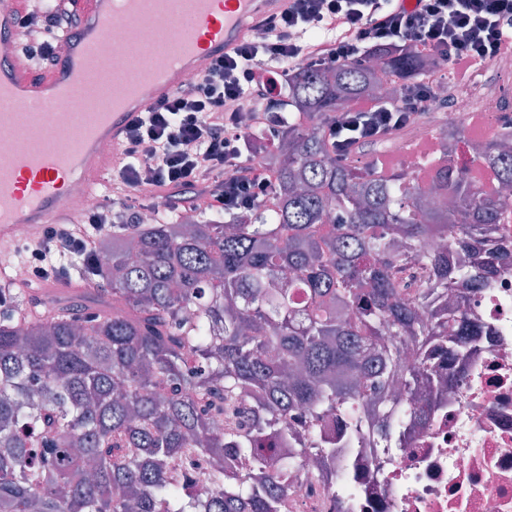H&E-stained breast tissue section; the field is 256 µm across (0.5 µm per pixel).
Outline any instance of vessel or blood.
Listing matches in <instances>:
<instances>
[{"instance_id": "vessel-or-blood-1", "label": "vessel or blood", "mask_w": 512, "mask_h": 512, "mask_svg": "<svg viewBox=\"0 0 512 512\" xmlns=\"http://www.w3.org/2000/svg\"><path fill=\"white\" fill-rule=\"evenodd\" d=\"M85 26L59 36L58 63L36 73L20 58L19 17L25 0H0V96L16 111L0 112V252L73 218L69 200L94 195L116 165L128 125L148 106L183 88L255 32L261 17L287 0H76ZM177 40V60L156 76L123 42ZM83 70L91 109L70 116L64 84ZM111 142L101 152L98 138Z\"/></svg>"}]
</instances>
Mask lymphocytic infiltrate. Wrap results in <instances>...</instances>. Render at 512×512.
Masks as SVG:
<instances>
[{"label": "lymphocytic infiltrate", "mask_w": 512, "mask_h": 512, "mask_svg": "<svg viewBox=\"0 0 512 512\" xmlns=\"http://www.w3.org/2000/svg\"><path fill=\"white\" fill-rule=\"evenodd\" d=\"M20 25L27 63L44 70L58 59L54 33L78 30L81 16L74 0H59L53 12L27 11ZM376 47H406L441 65L403 83L394 102L360 98L338 113L327 133L336 153L416 118L434 86L466 80L475 67L512 54V0H415L408 6L399 0H288L256 36L194 77L191 90L176 92L128 126L113 177L117 199L131 207L138 193L155 190L170 210L198 199L216 213L253 210L271 197L275 177L254 163L252 133L280 124L270 106L289 72L360 62ZM231 102L250 111L252 132L242 131L237 113L227 108ZM105 229L95 210L80 223L48 227L24 245L23 275L58 280L63 259L71 256L94 268Z\"/></svg>", "instance_id": "1"}]
</instances>
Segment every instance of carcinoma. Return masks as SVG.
I'll return each instance as SVG.
<instances>
[{"label": "carcinoma", "instance_id": "1", "mask_svg": "<svg viewBox=\"0 0 512 512\" xmlns=\"http://www.w3.org/2000/svg\"><path fill=\"white\" fill-rule=\"evenodd\" d=\"M371 58L383 68L294 71L273 208L114 224L80 300L0 310V512H287L307 457L334 463L429 415L413 393L432 383L433 358L475 342L460 302L494 274L458 255L512 252L495 239L497 191L453 171L461 135L441 116L443 159L426 181L328 161L341 106L388 101L382 73L433 66ZM472 153L512 184V120ZM333 416L337 437L324 428ZM177 461L206 485L185 490Z\"/></svg>", "mask_w": 512, "mask_h": 512}]
</instances>
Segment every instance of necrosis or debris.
<instances>
[{
    "mask_svg": "<svg viewBox=\"0 0 512 512\" xmlns=\"http://www.w3.org/2000/svg\"><path fill=\"white\" fill-rule=\"evenodd\" d=\"M491 66L496 83L435 88L428 109L392 131L387 151L405 166L417 142L436 156L430 131L438 112L454 126L474 112L498 124L512 117V56ZM462 311L479 328L476 344L457 356L453 380L414 394L432 410L411 425L408 442L347 449L352 476L325 484L302 468L293 512H512V266L469 293Z\"/></svg>",
    "mask_w": 512,
    "mask_h": 512,
    "instance_id": "obj_1",
    "label": "necrosis or debris"
}]
</instances>
